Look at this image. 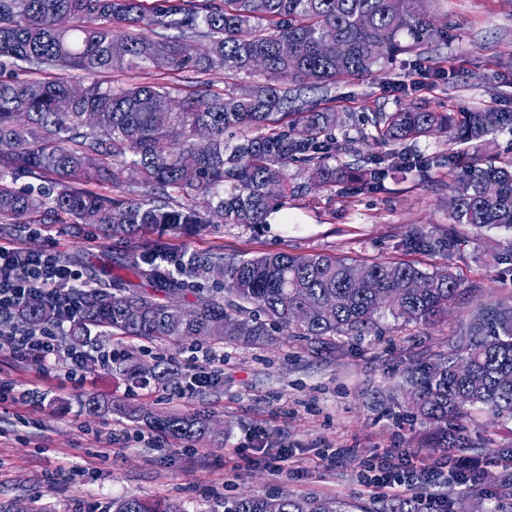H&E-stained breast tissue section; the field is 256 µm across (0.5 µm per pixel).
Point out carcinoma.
Instances as JSON below:
<instances>
[{"instance_id": "cac0c4a2", "label": "carcinoma", "mask_w": 512, "mask_h": 512, "mask_svg": "<svg viewBox=\"0 0 512 512\" xmlns=\"http://www.w3.org/2000/svg\"><path fill=\"white\" fill-rule=\"evenodd\" d=\"M0 0V73L8 68L78 70L89 75L154 70L163 74L224 70L254 76L255 66L276 79L222 94L191 93L179 106L163 82L114 85L96 82L82 100L61 79L43 83L0 77V224H95L135 236L149 225L204 230L211 216L253 227L289 199L338 184L373 189L388 171H423L428 159L413 144L443 133L460 145L482 142L505 126L511 112H431L412 103L373 112L362 138L381 152L356 163L332 164L351 142L336 140L337 116L328 100L301 97V85L366 77L399 53L442 37L427 0ZM67 14L70 25L56 17ZM176 29L165 37L158 29ZM206 39L198 54L190 39ZM288 41L292 53L281 52ZM264 132L234 144L224 132L242 126ZM463 161L450 203L454 224L512 229V161L491 155L448 157ZM312 170L304 184L288 168ZM134 169L150 188L134 199L105 196L87 184L120 188ZM279 186L275 194L268 191ZM406 252L448 256V234L415 229ZM128 253L126 268L167 293L190 292L184 317L145 288L128 292L81 289L82 309L69 335L128 336L180 341L199 336L215 343L266 346L291 336L310 352L351 336H364L383 312L406 324L431 323L448 313L460 284L449 270L426 272L408 263L354 264L325 253L260 256H191L181 278L165 281L146 269L147 255ZM59 309L40 298L15 312L17 322L50 328ZM133 384L169 383L170 363L146 370L119 355L112 359ZM400 393L421 423L432 427L434 448H463L465 437L448 433V421L478 408L512 421V304L488 301L470 313L466 327L448 341V355L424 367H408ZM126 415L156 431L187 441L210 432L196 414ZM112 512H184L171 501L137 496L112 500ZM224 512H347V504L289 493H242L224 499Z\"/></svg>"}]
</instances>
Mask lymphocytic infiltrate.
Listing matches in <instances>:
<instances>
[{
    "label": "lymphocytic infiltrate",
    "instance_id": "1",
    "mask_svg": "<svg viewBox=\"0 0 512 512\" xmlns=\"http://www.w3.org/2000/svg\"><path fill=\"white\" fill-rule=\"evenodd\" d=\"M19 267L24 268V276H15L14 271ZM79 281L77 271L60 260L55 252L32 250L20 244L0 245V344L12 345L17 361L51 365L68 376L77 375L89 359L103 366L111 362V350L99 345L84 351L60 353L57 347L60 328H31L14 320L16 309L36 295L53 301L64 317H74L79 306L75 298ZM482 473L480 461L457 454L452 456L448 479L443 482L437 468L427 467L419 471L394 463L391 457L385 456L371 466L366 481L378 489L391 491L401 486H413L415 479H422L432 491L435 507L442 508L451 488L477 485Z\"/></svg>",
    "mask_w": 512,
    "mask_h": 512
}]
</instances>
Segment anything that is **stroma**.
I'll list each match as a JSON object with an SVG mask.
<instances>
[{"mask_svg":"<svg viewBox=\"0 0 512 512\" xmlns=\"http://www.w3.org/2000/svg\"><path fill=\"white\" fill-rule=\"evenodd\" d=\"M430 10L448 29L421 55H398L380 78H341L303 90L309 99L332 100L346 120L337 138L352 141L362 155L378 150L360 137L359 119L366 113L392 112L409 101L433 112H512V0H432ZM166 81L179 102L199 84L220 93L240 88L246 79L213 71L170 75ZM418 149L431 162L426 172L390 173L377 189L339 185L316 191L274 209L257 227L217 223L187 234L151 227L139 243L159 239L169 249L198 255L324 252L360 263L408 259L430 272L447 268L461 284L447 317L432 325L383 317L375 332L315 354L285 336L261 348L219 344L214 348L223 365L212 371L208 386L193 393L187 389L192 356L209 346L204 340L152 345L106 338L118 353L145 363L158 356L171 359L178 382L165 390L133 387L92 360L80 380L52 379L36 365L16 362L11 345H1L0 374L32 397L0 409V505L36 502L47 512H112L113 499L135 495L178 501L185 512H224V499L243 492H287L342 500L351 512H389L393 496L363 483L367 464L386 453L431 463L440 457L436 449L420 447L426 428L396 399L404 367L447 354L449 337L465 325L478 301L512 303V232L475 229L448 216L457 183L448 157L459 145L435 134L421 139ZM416 228L451 229L450 258L400 251L401 239ZM24 245L54 247L89 284L108 274L131 288L139 284L122 266L129 240L97 226L49 224ZM93 395L111 400L112 412H86L83 402ZM128 406L156 413L198 411L212 431L193 443L164 437L125 417ZM454 425L467 430L470 456H512V421L476 410ZM107 436L113 439L108 448ZM281 448L291 455L288 476L272 466ZM74 466L82 474L72 481L67 472Z\"/></svg>","mask_w":512,"mask_h":512,"instance_id":"stroma-1","label":"stroma"}]
</instances>
